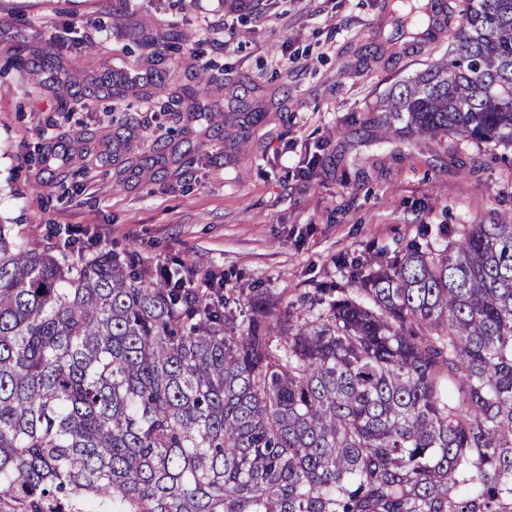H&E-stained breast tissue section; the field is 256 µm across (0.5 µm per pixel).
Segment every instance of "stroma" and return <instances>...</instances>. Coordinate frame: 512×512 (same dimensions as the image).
Returning <instances> with one entry per match:
<instances>
[{
  "mask_svg": "<svg viewBox=\"0 0 512 512\" xmlns=\"http://www.w3.org/2000/svg\"><path fill=\"white\" fill-rule=\"evenodd\" d=\"M397 7L0 0V222L37 249L81 225L94 252L293 301L421 228L512 217V147L379 124L452 44ZM172 32L187 40L158 63Z\"/></svg>",
  "mask_w": 512,
  "mask_h": 512,
  "instance_id": "35a3bbf8",
  "label": "stroma"
}]
</instances>
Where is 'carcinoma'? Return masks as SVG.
<instances>
[{"label": "carcinoma", "mask_w": 512, "mask_h": 512, "mask_svg": "<svg viewBox=\"0 0 512 512\" xmlns=\"http://www.w3.org/2000/svg\"><path fill=\"white\" fill-rule=\"evenodd\" d=\"M389 128L512 145V0H463ZM0 224V512H512V220L283 311Z\"/></svg>", "instance_id": "cac0c4a2"}]
</instances>
